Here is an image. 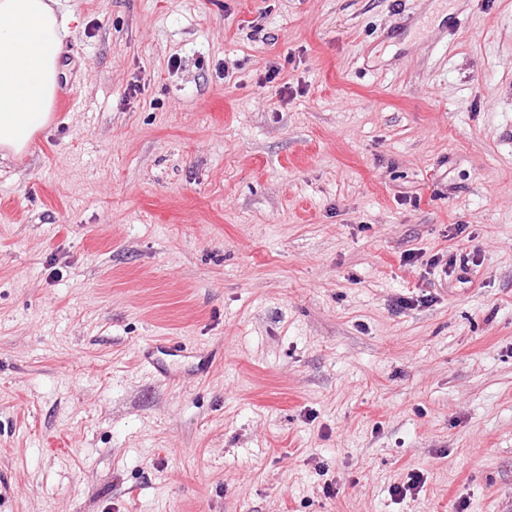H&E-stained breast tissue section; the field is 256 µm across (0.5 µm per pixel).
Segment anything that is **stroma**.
I'll return each instance as SVG.
<instances>
[{
    "label": "stroma",
    "instance_id": "35a3bbf8",
    "mask_svg": "<svg viewBox=\"0 0 512 512\" xmlns=\"http://www.w3.org/2000/svg\"><path fill=\"white\" fill-rule=\"evenodd\" d=\"M69 4L0 158V512H512V0ZM197 353L189 349L181 340L175 337L154 339L138 351L139 360L143 365L151 367L157 375L172 379L171 358L197 357Z\"/></svg>",
    "mask_w": 512,
    "mask_h": 512
}]
</instances>
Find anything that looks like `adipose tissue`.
<instances>
[{"instance_id":"obj_1","label":"adipose tissue","mask_w":512,"mask_h":512,"mask_svg":"<svg viewBox=\"0 0 512 512\" xmlns=\"http://www.w3.org/2000/svg\"><path fill=\"white\" fill-rule=\"evenodd\" d=\"M74 20L66 0H0V154H24L49 124Z\"/></svg>"}]
</instances>
